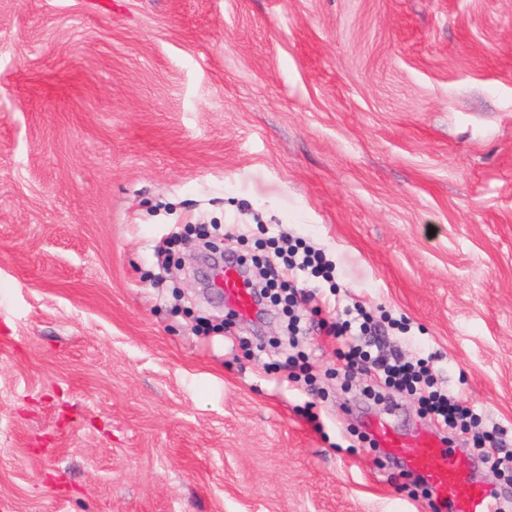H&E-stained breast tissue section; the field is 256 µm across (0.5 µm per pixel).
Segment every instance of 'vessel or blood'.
Returning <instances> with one entry per match:
<instances>
[{
    "label": "vessel or blood",
    "mask_w": 512,
    "mask_h": 512,
    "mask_svg": "<svg viewBox=\"0 0 512 512\" xmlns=\"http://www.w3.org/2000/svg\"><path fill=\"white\" fill-rule=\"evenodd\" d=\"M213 283L223 292L230 311L244 318L254 314V295L239 266L216 268ZM373 431L386 455L426 479L439 512H496L490 488L472 481L468 461L445 448L436 435L418 433L406 437L383 421L376 423Z\"/></svg>",
    "instance_id": "obj_1"
}]
</instances>
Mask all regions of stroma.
Wrapping results in <instances>:
<instances>
[{"mask_svg": "<svg viewBox=\"0 0 512 512\" xmlns=\"http://www.w3.org/2000/svg\"><path fill=\"white\" fill-rule=\"evenodd\" d=\"M200 222L322 249L512 454V0H0V512H431L412 396L155 281Z\"/></svg>", "mask_w": 512, "mask_h": 512, "instance_id": "obj_1", "label": "stroma"}]
</instances>
